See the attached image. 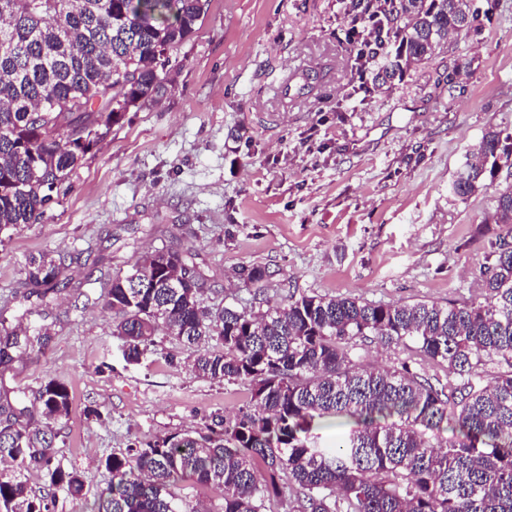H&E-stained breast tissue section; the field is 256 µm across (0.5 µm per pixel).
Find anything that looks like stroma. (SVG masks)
<instances>
[{
  "instance_id": "35a3bbf8",
  "label": "stroma",
  "mask_w": 512,
  "mask_h": 512,
  "mask_svg": "<svg viewBox=\"0 0 512 512\" xmlns=\"http://www.w3.org/2000/svg\"><path fill=\"white\" fill-rule=\"evenodd\" d=\"M487 17L442 55L382 83L358 75L345 40L347 0H210L178 52L166 96L126 113L74 169L60 205L0 239V317L17 324L28 256L70 253V289L42 323L44 352L0 365V389L30 406L44 380L72 396L57 446L80 471L92 512L105 459L251 402L247 385L197 377L194 349L159 335L123 358L113 316L88 276L127 271L145 252L191 249L210 305L259 310L290 295L373 304L482 300L480 270L499 227L492 184L449 188L490 130L512 133V0H475ZM314 80L291 103L284 83ZM261 267L262 288L238 272ZM355 363L447 382L417 346L359 338Z\"/></svg>"
}]
</instances>
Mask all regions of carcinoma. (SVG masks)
Here are the masks:
<instances>
[{
    "label": "carcinoma",
    "mask_w": 512,
    "mask_h": 512,
    "mask_svg": "<svg viewBox=\"0 0 512 512\" xmlns=\"http://www.w3.org/2000/svg\"><path fill=\"white\" fill-rule=\"evenodd\" d=\"M0 0V234L60 203L78 162L115 112L158 103L209 0ZM352 28L387 33L393 76L448 49L477 20L469 0H358ZM512 166V134L487 132L452 183L466 198ZM491 220L500 233L481 270V301L373 305L291 295L264 311L205 304L191 253L163 246L100 282L124 358L139 362L162 332L197 348L194 372L249 386L252 408L222 430L174 435L112 454V479L92 512H210L171 487L188 480L223 494L221 512H266L288 487L298 512H512V184ZM68 255L26 260L29 296L66 290ZM372 336L414 343L448 367V385L409 371L364 367L344 344ZM48 341L33 321L0 340V363ZM217 345L213 349L209 344ZM507 365L490 382L488 369ZM67 387L41 384L36 415L0 422V512H54L57 493L84 495L57 458L52 424L67 418ZM42 472L48 491L27 473Z\"/></svg>",
    "instance_id": "1"
}]
</instances>
